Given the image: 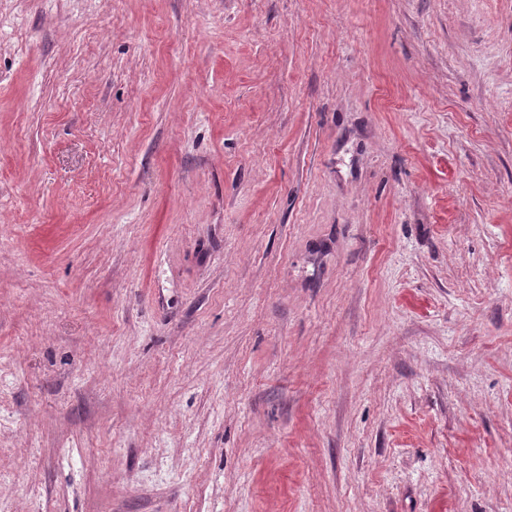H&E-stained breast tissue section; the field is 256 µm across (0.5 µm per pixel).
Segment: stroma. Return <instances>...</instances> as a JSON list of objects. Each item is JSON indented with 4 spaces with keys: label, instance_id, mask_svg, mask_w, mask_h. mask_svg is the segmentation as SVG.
<instances>
[{
    "label": "stroma",
    "instance_id": "obj_1",
    "mask_svg": "<svg viewBox=\"0 0 512 512\" xmlns=\"http://www.w3.org/2000/svg\"><path fill=\"white\" fill-rule=\"evenodd\" d=\"M0 505L512 512V0H0Z\"/></svg>",
    "mask_w": 512,
    "mask_h": 512
}]
</instances>
